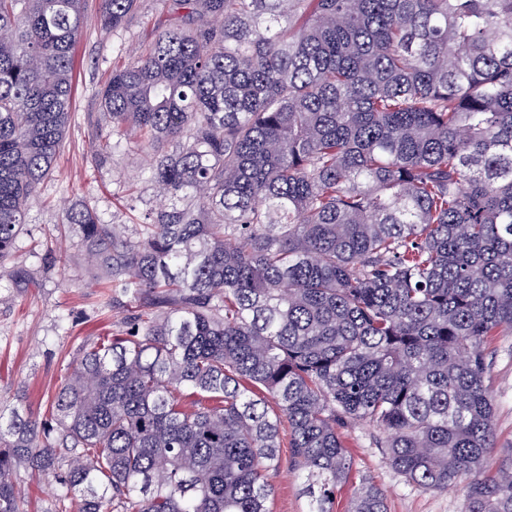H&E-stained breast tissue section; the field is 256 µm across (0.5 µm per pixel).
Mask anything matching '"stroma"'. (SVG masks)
Here are the masks:
<instances>
[{"mask_svg": "<svg viewBox=\"0 0 512 512\" xmlns=\"http://www.w3.org/2000/svg\"><path fill=\"white\" fill-rule=\"evenodd\" d=\"M99 0H86L85 21L75 47L73 99L64 146L53 174L26 210L7 269L23 267L28 287H17L0 275V407H20L36 419L49 416L56 392L70 363L86 343L111 335L130 308L127 296L106 305L93 280L89 246L77 228L61 229L62 210L71 204L93 208L108 223H140L158 203L142 175L138 153H118L113 164L98 167L89 155L94 127L100 122L98 91L113 66L122 63L121 49L151 41L159 21L169 16L167 0H140L128 27L109 31L98 20ZM138 185L130 201L127 183ZM487 383L495 404L496 446L489 469L512 455V335L494 337L486 347ZM352 457L349 481L336 494L334 512H348L355 487L374 481L387 496L389 512H463L458 488L423 491L408 486L377 448L374 431L351 421L339 430ZM271 512H306L308 503L289 466L272 476ZM27 512H48L61 495L59 485L25 471L17 481Z\"/></svg>", "mask_w": 512, "mask_h": 512, "instance_id": "35a3bbf8", "label": "stroma"}]
</instances>
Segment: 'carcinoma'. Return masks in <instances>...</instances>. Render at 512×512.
Returning a JSON list of instances; mask_svg holds the SVG:
<instances>
[{
	"label": "carcinoma",
	"instance_id": "carcinoma-1",
	"mask_svg": "<svg viewBox=\"0 0 512 512\" xmlns=\"http://www.w3.org/2000/svg\"><path fill=\"white\" fill-rule=\"evenodd\" d=\"M139 0H99L105 29ZM98 92L93 162L147 157L145 224L69 208L134 309L81 347L39 421L0 411V512H270L289 465L333 512L337 426L407 485L512 512L486 474L485 348L512 334V0H169ZM85 0H0V263L53 172ZM349 512H387L373 481ZM17 490L25 500L27 512H46L51 503L63 493L59 485L25 471L17 481Z\"/></svg>",
	"mask_w": 512,
	"mask_h": 512
}]
</instances>
